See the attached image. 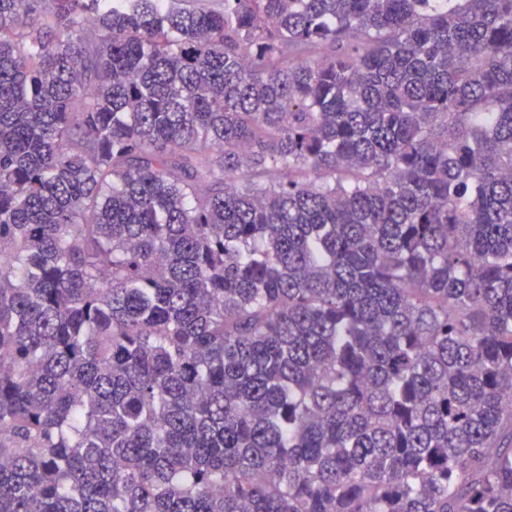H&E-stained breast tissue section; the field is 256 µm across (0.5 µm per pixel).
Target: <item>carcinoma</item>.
<instances>
[{"instance_id":"cac0c4a2","label":"carcinoma","mask_w":512,"mask_h":512,"mask_svg":"<svg viewBox=\"0 0 512 512\" xmlns=\"http://www.w3.org/2000/svg\"><path fill=\"white\" fill-rule=\"evenodd\" d=\"M0 512H512V0H0Z\"/></svg>"}]
</instances>
